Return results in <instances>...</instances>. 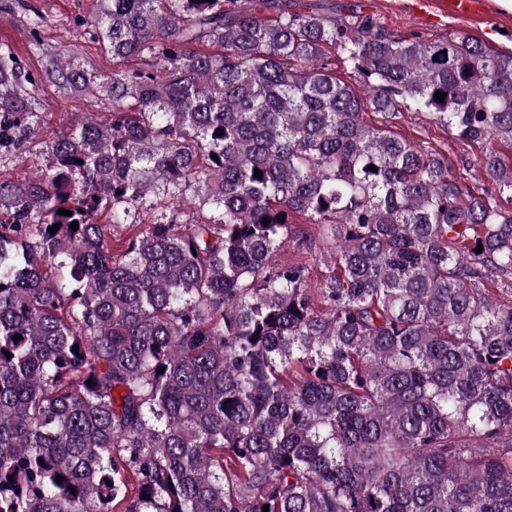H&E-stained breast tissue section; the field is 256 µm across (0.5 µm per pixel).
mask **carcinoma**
Listing matches in <instances>:
<instances>
[{"label":"carcinoma","mask_w":512,"mask_h":512,"mask_svg":"<svg viewBox=\"0 0 512 512\" xmlns=\"http://www.w3.org/2000/svg\"><path fill=\"white\" fill-rule=\"evenodd\" d=\"M256 6L93 0L74 24L110 75L0 42V160L44 81L111 109L74 114L41 174L0 173V512H512V290L484 288L512 276V215L363 120L432 114L512 197V53ZM184 204L119 255L100 224ZM296 214L332 253L317 288L273 262ZM327 61L338 80L348 84L358 96H363L365 91L364 78L354 68L353 63L348 59L347 53L342 48L338 46L329 48Z\"/></svg>","instance_id":"cac0c4a2"}]
</instances>
